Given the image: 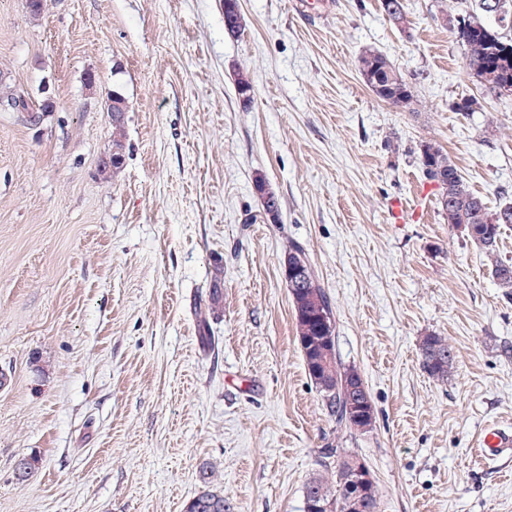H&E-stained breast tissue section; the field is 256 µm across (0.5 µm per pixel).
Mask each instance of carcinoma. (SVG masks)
Instances as JSON below:
<instances>
[{"instance_id": "1", "label": "carcinoma", "mask_w": 512, "mask_h": 512, "mask_svg": "<svg viewBox=\"0 0 512 512\" xmlns=\"http://www.w3.org/2000/svg\"><path fill=\"white\" fill-rule=\"evenodd\" d=\"M384 11L390 21L401 25L406 19V0H383ZM476 12L468 18L456 20L453 31L465 48V68L472 77L491 93L512 83V40H507L486 24L493 18L500 22L512 20V0H475ZM224 26L232 34L244 29V18L234 8L224 9ZM359 72L368 89L379 100L397 107H406L413 100L411 85L391 59L378 51H368L358 60ZM238 93L244 106L252 102V83L248 74H235ZM420 164L425 177L436 182L443 192L439 199L441 210L448 213V223L463 227L467 237L479 248L491 264V274L498 287L512 290V264L498 258L501 228L512 224V203L506 202L495 210L470 191L457 167L441 147L427 142L420 149ZM254 186L267 188L268 200L262 204L260 218L273 223L279 220L281 204L276 193L268 188L262 176H256ZM284 260L288 267L304 270V284L290 289L296 320V335L307 369L317 368L309 377L319 389L323 402L336 421V427L349 432H362L373 421L351 414L349 398L357 394L359 373L342 364L336 354L333 339L335 330H326L325 324L335 325V316L329 296L319 284L306 248L298 241L291 243ZM422 366L434 380L444 382L452 376L455 355L451 345L442 336L424 337L420 346ZM349 455H338L336 479L331 483L322 475L311 477L305 484L309 493H324L334 504L333 512H352V499L347 489ZM185 512H225L224 493L206 490L187 505Z\"/></svg>"}]
</instances>
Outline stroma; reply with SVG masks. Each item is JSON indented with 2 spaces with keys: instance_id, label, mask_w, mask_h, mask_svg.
<instances>
[{
  "instance_id": "1",
  "label": "stroma",
  "mask_w": 512,
  "mask_h": 512,
  "mask_svg": "<svg viewBox=\"0 0 512 512\" xmlns=\"http://www.w3.org/2000/svg\"><path fill=\"white\" fill-rule=\"evenodd\" d=\"M238 2L233 35L224 0H46L37 17L0 0V90L55 103L0 106V512H184L208 488L226 512H304L332 448L366 461L380 512H512V456L479 449L512 428V296L419 163L436 143L489 208L512 201V96L468 74L442 15L474 0H407L401 26L381 0H329L319 20ZM369 50L404 73L410 106L367 88ZM468 97L479 109L455 111ZM258 174L278 222L250 220ZM293 240L371 432L337 430L309 378ZM431 334L455 353L445 382L422 367Z\"/></svg>"
}]
</instances>
